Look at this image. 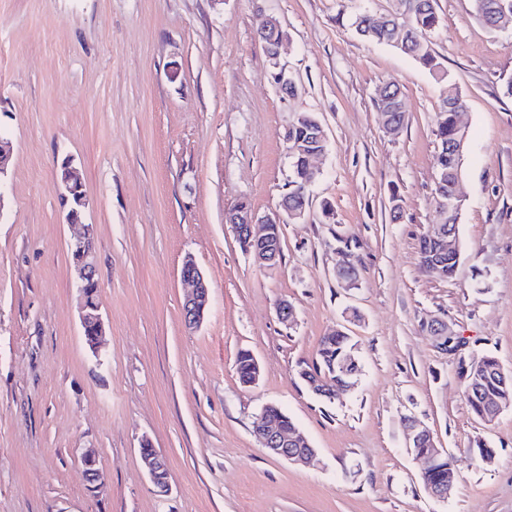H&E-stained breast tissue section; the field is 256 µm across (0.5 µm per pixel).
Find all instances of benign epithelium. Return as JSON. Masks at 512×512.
<instances>
[{
  "mask_svg": "<svg viewBox=\"0 0 512 512\" xmlns=\"http://www.w3.org/2000/svg\"><path fill=\"white\" fill-rule=\"evenodd\" d=\"M267 26L275 33L273 46L271 47L269 60L270 67L275 77L279 78V86L283 92H288V77L280 65V49L285 40V34L277 19H267ZM61 196L68 205L66 221L71 225H83V231L77 234L70 243V254L79 272V280L76 284L81 297L80 323L85 333L97 338H102L105 332V322L101 312L99 301L90 302L87 299L85 289L94 286L99 287L97 268L92 260L93 235L88 225L82 224V212L86 205V196L81 181L75 176L74 158L66 157L62 162ZM281 212L273 216H258L251 209H242L234 206L226 213V223L232 225L236 238L246 242L247 254L262 265L271 267L277 263L280 249L279 227L296 220L304 215L305 208H294L288 205V199H283L280 205ZM430 233L439 242L438 253L431 257L433 263H438L440 255L456 249L457 239L454 232L443 226L430 228ZM357 268L351 262L350 256L345 255L339 264L336 275L339 279L350 284L356 281ZM180 278L185 285L191 288L186 296L182 316L185 325L192 329L197 327L204 319L205 310L209 301V283L197 264L190 258L186 259L180 270ZM431 337L436 346L445 352H456L461 346H451L446 339L453 335L448 324L441 320H433L428 325ZM405 434L408 445H413L418 440L432 438L430 430L415 419H409L405 424ZM255 435L260 445L269 453L293 463L313 466L318 463L317 451L307 439L295 434L293 436L280 426L278 421L266 414H261L255 428ZM142 460L147 468L149 478L158 492L169 491L168 465L165 456L155 448L147 452H141ZM85 466V475L88 490L96 492L102 484V472L96 467L95 458L89 453L82 456ZM456 477L448 473V478L429 485L431 496L446 501L455 486Z\"/></svg>",
  "mask_w": 512,
  "mask_h": 512,
  "instance_id": "7a95c632",
  "label": "benign epithelium"
}]
</instances>
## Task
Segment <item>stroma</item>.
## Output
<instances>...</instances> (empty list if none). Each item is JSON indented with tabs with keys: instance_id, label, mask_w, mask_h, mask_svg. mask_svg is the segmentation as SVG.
<instances>
[{
	"instance_id": "obj_1",
	"label": "stroma",
	"mask_w": 512,
	"mask_h": 512,
	"mask_svg": "<svg viewBox=\"0 0 512 512\" xmlns=\"http://www.w3.org/2000/svg\"><path fill=\"white\" fill-rule=\"evenodd\" d=\"M392 0H0V512H512V409L476 421L452 356L423 325L439 318L465 355L512 373V30L492 32L472 0H437L431 40L465 102L460 265L440 280L418 246L432 222L440 87L411 57L360 38L361 9ZM276 18L269 73L256 29ZM398 84L405 121L387 136L377 86ZM327 139L304 217L282 227L272 268L243 252L225 214L279 208L292 179L286 133L299 113ZM82 176L105 336L82 334L77 272L57 161ZM401 197L399 213L391 194ZM357 241L356 285L336 276L338 239ZM211 286L185 327L180 269ZM295 315L282 322L281 302ZM362 374L328 401L298 366L333 329ZM261 374L241 384L239 351ZM282 408L319 462L267 453L253 430ZM413 417L458 461L447 501L428 494L407 451ZM167 459L158 493L140 443ZM494 448L484 462L477 442ZM93 450L105 485L86 490ZM266 22L267 26L273 29L275 38L272 29L267 28ZM258 33L264 44H266L267 52L272 46V40L274 39L273 46L271 47L269 54L270 67L274 76L279 78V86L281 90L288 94V77H286L285 70L280 65V49L283 41L285 40V34L279 21L273 17L267 18V20L262 21L259 24Z\"/></svg>"
}]
</instances>
